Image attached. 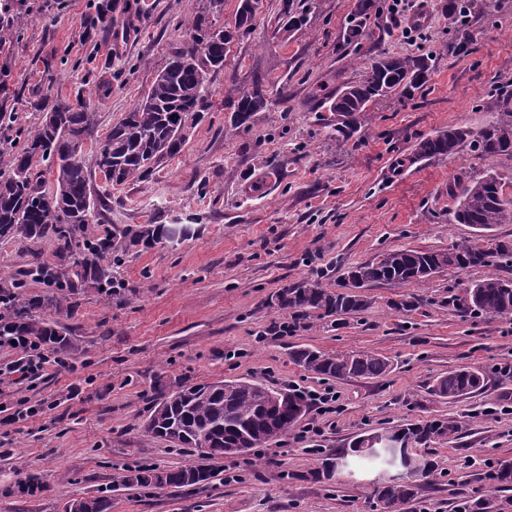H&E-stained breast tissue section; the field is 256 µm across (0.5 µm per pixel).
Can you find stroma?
<instances>
[{
    "instance_id": "obj_1",
    "label": "stroma",
    "mask_w": 512,
    "mask_h": 512,
    "mask_svg": "<svg viewBox=\"0 0 512 512\" xmlns=\"http://www.w3.org/2000/svg\"><path fill=\"white\" fill-rule=\"evenodd\" d=\"M426 39L396 34L389 0H375L358 41L347 39L356 0H317L305 25L278 31L284 0H261L253 27L237 34L222 72L210 78L216 106L190 130L181 151L146 178L115 185L94 176L102 218L83 228L97 238L155 219L197 227L176 244L134 248L112 262L116 287L93 285L67 297L51 318L70 351L46 350L41 375L0 378V405H42L43 413L0 423V512H65L76 498L108 492L110 512H380L374 485L387 474L350 465L333 481L311 478L318 460L359 434L452 418L455 439L425 451L430 478L404 512H458L461 501L512 500L488 473L512 458V321L460 316L442 303L459 289L500 275L498 264L450 269L426 285L365 289L372 305L332 323L297 319L273 300L282 289L317 281L333 288L348 268L398 248L448 249L471 239L453 221L448 183L459 172L502 177L512 194V157L489 161L465 151L418 159L416 145L451 128L479 131L496 121L499 97L512 91V0H487L464 28L449 25L448 0H426ZM207 0H71L55 19L20 21L11 76L1 96L16 119L0 141L21 148L47 105H87L94 114L85 150L142 99L187 38L186 21ZM130 31L125 53L112 30ZM428 57L427 82L375 102L364 128L340 143L325 128L324 99L361 78L379 53ZM261 78L272 103L249 125L230 121L236 88ZM53 237L0 239V276L54 260ZM415 307L397 311L401 296ZM306 346L328 354L373 352L388 358L378 379L325 378L294 364ZM471 367L482 389L461 401L427 387ZM251 380L267 388L333 389L334 411L308 405L286 437L243 455L209 460L206 487H125L126 468L172 469L183 448L148 435L143 424L161 394L181 383ZM44 488L19 493L21 474Z\"/></svg>"
}]
</instances>
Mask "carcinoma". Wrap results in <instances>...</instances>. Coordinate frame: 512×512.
I'll return each mask as SVG.
<instances>
[{
  "mask_svg": "<svg viewBox=\"0 0 512 512\" xmlns=\"http://www.w3.org/2000/svg\"><path fill=\"white\" fill-rule=\"evenodd\" d=\"M260 0H240L234 32L248 31L255 21ZM372 0H357L347 36L361 34L363 21L369 18ZM473 8L468 0H448V20L457 22ZM224 9V0H209V12L190 16L186 28L189 41L172 52L167 66L157 75L142 100L114 125L105 140L84 153L83 145L93 123V113L85 106L53 103L48 114L24 146L11 151L0 163L7 174L0 178V239L53 236L59 242L57 254L70 259L68 273L59 274L48 263L36 261L18 272L12 288H22L28 279L55 284L73 290L75 281H91L99 288L112 290L109 259L118 251L132 247L150 248L166 241L167 224H136L104 238L84 242L73 249L76 232L96 211L92 193V171L108 176L120 185L128 180L152 173L163 159L181 150L186 131L194 128L211 111L215 102L209 89V76L224 70L225 51L235 36H225V29L215 26L209 14ZM309 8L297 10L286 6L279 30L287 35L307 20ZM430 70L424 56H392L381 53L368 71L357 81L342 85L336 94L326 98V110L339 116L327 123L338 141L346 142L364 127L371 104L403 89L424 84ZM269 89L257 80L246 88L236 89L232 101L231 122L235 126L249 123L267 108ZM469 149L486 159L512 155V107L504 101L502 117L477 132L464 127L451 128L444 134L421 140L416 147L419 158H453ZM49 163L55 187L43 189L40 176L33 172L34 160ZM448 195L456 202L454 220L474 229V237L446 250L398 248L386 251L373 260L347 271L339 288L332 290L317 282H303L285 288L276 295L278 307L302 317L319 319L363 312L370 300L360 293L346 290L347 278L356 277L360 287L377 283H393L400 287L423 285L446 269H468L487 266L493 259L512 267V240L488 238L484 232L497 224H512V196L504 193L501 178L488 173L473 179L466 174L448 183ZM17 294L11 288L0 289V336H30L53 348H67L71 342L46 311L59 308L61 298L36 295L28 298L22 309L16 308ZM448 304L464 316L491 315L512 321V278L495 276L475 282L449 297ZM290 357L299 366L316 375L344 378L377 379L390 368L389 360L374 353L330 355L305 346H295ZM481 373L458 368L436 378L429 393L440 399L457 401L480 390ZM269 389L248 380H231L210 384L182 385L161 395L143 430L153 436L171 439L181 434V446L190 450L194 459L176 469L136 467L121 479L122 485L141 487L206 486L213 474L203 464L207 459L224 456V448L248 437L254 448L270 442L272 434H287L301 417L288 402L266 401ZM453 419H434L425 424L408 423L389 433L408 445L412 455L421 459L424 468L432 469L420 449L446 443L459 433ZM394 449L379 448L374 452L360 450V439L334 457L321 460L311 473L317 481L332 480L339 463L352 457L366 458L383 465L391 464ZM494 479L504 486L512 485V458H501L494 467ZM408 475L397 482L374 489V499L382 512H403V506L416 496V486ZM88 502V512H108L105 495L74 499L65 512Z\"/></svg>",
  "mask_w": 512,
  "mask_h": 512,
  "instance_id": "obj_1",
  "label": "carcinoma"
}]
</instances>
